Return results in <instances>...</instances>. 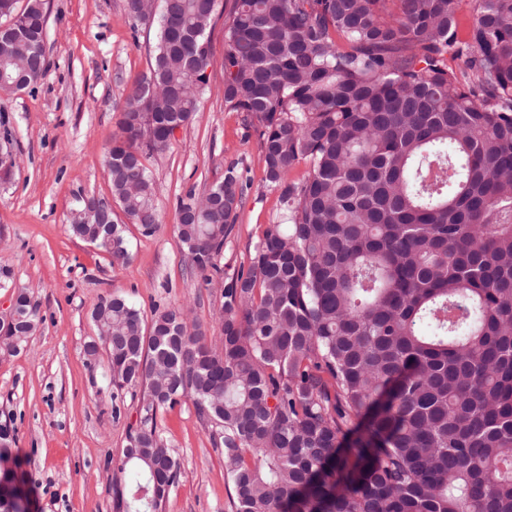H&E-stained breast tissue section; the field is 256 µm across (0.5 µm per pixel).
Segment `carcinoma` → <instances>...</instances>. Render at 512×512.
<instances>
[{"instance_id":"carcinoma-1","label":"carcinoma","mask_w":512,"mask_h":512,"mask_svg":"<svg viewBox=\"0 0 512 512\" xmlns=\"http://www.w3.org/2000/svg\"><path fill=\"white\" fill-rule=\"evenodd\" d=\"M126 0L158 22L149 73L126 98L110 193L142 234L160 224L144 164L198 111L218 0ZM234 0L224 105L258 135L285 223L224 288L216 343L179 308L145 323L120 295L91 310L110 382L144 388L114 483L115 512H165L180 480L158 412L192 401L220 423L228 512H512V0ZM21 51L0 69L36 83L47 13L26 0ZM349 49L341 50L336 38ZM462 64L448 68L447 57ZM307 177L288 182L300 162ZM180 201L191 267L217 259L242 205L234 167ZM82 239L127 264L120 224Z\"/></svg>"}]
</instances>
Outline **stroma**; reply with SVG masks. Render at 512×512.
I'll return each mask as SVG.
<instances>
[{
  "mask_svg": "<svg viewBox=\"0 0 512 512\" xmlns=\"http://www.w3.org/2000/svg\"><path fill=\"white\" fill-rule=\"evenodd\" d=\"M233 0H218L210 30L212 65L191 122L169 148L147 156L161 211L157 231L126 227L132 259L121 265L73 234L83 197H109L105 153L120 132L125 98L148 73L156 27L133 25L126 0H44L46 70L38 84L0 93V152L14 176L0 185V314L18 291L39 317L20 355L0 356V427L24 459L22 492L36 490L39 512H115L113 484L140 420L142 391L114 390L106 359L85 346L96 328L93 305L121 295L144 319L180 307L207 341L224 288L248 270L253 245L283 221L281 189L266 178L258 139L243 113L224 105V18ZM235 167L243 205L217 259L218 271L191 270L177 233L179 202L203 193ZM158 427L181 466L166 512H226L224 457L213 428L191 401L165 409Z\"/></svg>",
  "mask_w": 512,
  "mask_h": 512,
  "instance_id": "obj_1",
  "label": "stroma"
}]
</instances>
